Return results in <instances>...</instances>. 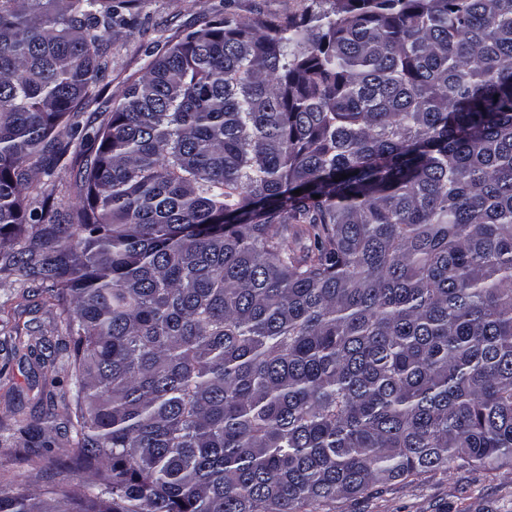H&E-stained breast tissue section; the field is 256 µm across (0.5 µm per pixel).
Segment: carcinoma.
<instances>
[{"label":"carcinoma","mask_w":512,"mask_h":512,"mask_svg":"<svg viewBox=\"0 0 512 512\" xmlns=\"http://www.w3.org/2000/svg\"><path fill=\"white\" fill-rule=\"evenodd\" d=\"M137 2L0 0V264L61 308L74 402L56 506L0 512H300L512 462V0L212 19L44 224L23 163Z\"/></svg>","instance_id":"obj_1"}]
</instances>
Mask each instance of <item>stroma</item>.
Here are the masks:
<instances>
[{"label": "stroma", "mask_w": 512, "mask_h": 512, "mask_svg": "<svg viewBox=\"0 0 512 512\" xmlns=\"http://www.w3.org/2000/svg\"><path fill=\"white\" fill-rule=\"evenodd\" d=\"M311 6L312 0H139L130 24L104 36L108 68L95 88L98 102L85 105L77 116L81 129L94 132L107 123L101 102L120 99L142 74L150 51L175 44L213 17L283 20L303 17ZM27 166L37 184L31 207L48 208L58 222H67L80 197L83 156L67 154L50 175L37 160ZM18 337L48 345L49 366L40 367L26 350L15 349ZM69 358L58 310L37 283L16 272H0V491L36 492L66 476ZM36 418L52 448L36 447L22 435L21 426ZM313 512H512V466L488 470L458 462L449 471L391 481L328 508L314 506Z\"/></svg>", "instance_id": "stroma-1"}]
</instances>
